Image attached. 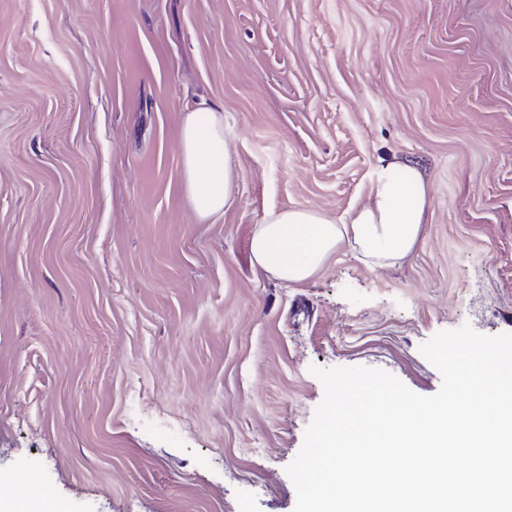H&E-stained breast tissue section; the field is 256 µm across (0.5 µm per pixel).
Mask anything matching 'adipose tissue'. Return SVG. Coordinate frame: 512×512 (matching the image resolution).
I'll list each match as a JSON object with an SVG mask.
<instances>
[{
	"label": "adipose tissue",
	"mask_w": 512,
	"mask_h": 512,
	"mask_svg": "<svg viewBox=\"0 0 512 512\" xmlns=\"http://www.w3.org/2000/svg\"><path fill=\"white\" fill-rule=\"evenodd\" d=\"M177 143L182 190L199 220L223 214L234 181L224 142V114L207 104L185 112ZM429 197L423 173L407 163L380 165L368 200L345 218L314 209L268 212L251 239L255 264L274 278L301 284L339 247L366 265L403 264L420 243Z\"/></svg>",
	"instance_id": "ef3b65f1"
}]
</instances>
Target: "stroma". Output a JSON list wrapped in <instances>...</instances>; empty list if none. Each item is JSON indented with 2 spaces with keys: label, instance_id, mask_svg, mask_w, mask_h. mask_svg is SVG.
Masks as SVG:
<instances>
[{
  "label": "stroma",
  "instance_id": "1",
  "mask_svg": "<svg viewBox=\"0 0 512 512\" xmlns=\"http://www.w3.org/2000/svg\"><path fill=\"white\" fill-rule=\"evenodd\" d=\"M224 113L231 201L181 190ZM429 185L399 267L252 259L273 209L339 219L388 161ZM512 333V0H0V472L62 512H293L310 369L441 386L420 348ZM177 143L182 190L199 220L224 213L234 181L224 142V114L201 103L184 112Z\"/></svg>",
  "mask_w": 512,
  "mask_h": 512
}]
</instances>
